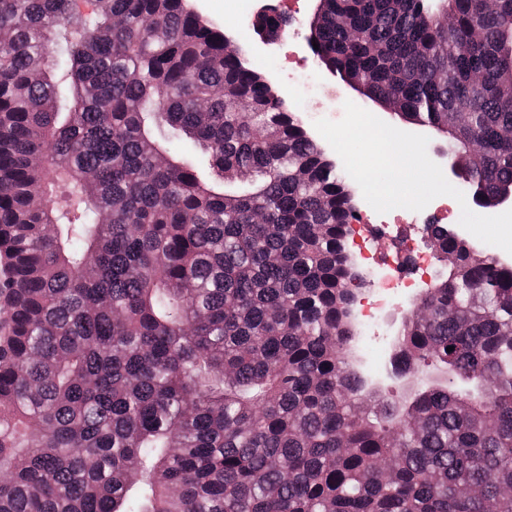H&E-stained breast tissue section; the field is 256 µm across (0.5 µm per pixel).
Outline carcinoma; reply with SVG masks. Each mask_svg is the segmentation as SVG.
Returning <instances> with one entry per match:
<instances>
[{"mask_svg":"<svg viewBox=\"0 0 512 512\" xmlns=\"http://www.w3.org/2000/svg\"><path fill=\"white\" fill-rule=\"evenodd\" d=\"M480 3L318 0L305 39L488 210L512 0ZM1 35L0 512H512V266L426 225L399 400L354 360L352 191L230 36L186 0H0Z\"/></svg>","mask_w":512,"mask_h":512,"instance_id":"cac0c4a2","label":"carcinoma"}]
</instances>
